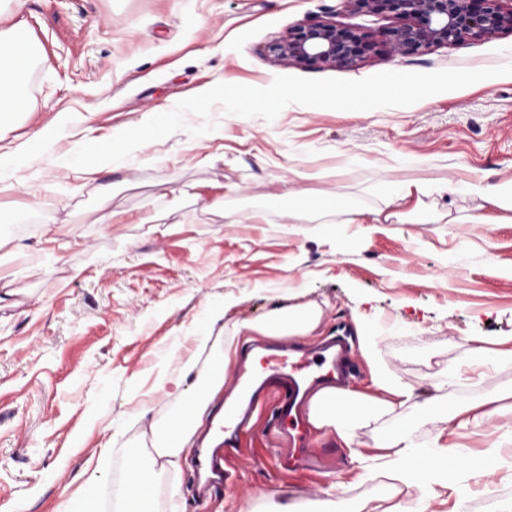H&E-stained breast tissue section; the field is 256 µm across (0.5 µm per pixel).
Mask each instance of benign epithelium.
Returning a JSON list of instances; mask_svg holds the SVG:
<instances>
[{
    "label": "benign epithelium",
    "instance_id": "1",
    "mask_svg": "<svg viewBox=\"0 0 512 512\" xmlns=\"http://www.w3.org/2000/svg\"><path fill=\"white\" fill-rule=\"evenodd\" d=\"M354 11L392 14L401 23L374 40L353 29L309 19L272 41L268 54L283 65L352 67L384 47L399 57L423 49L488 40L512 33V0H343Z\"/></svg>",
    "mask_w": 512,
    "mask_h": 512
}]
</instances>
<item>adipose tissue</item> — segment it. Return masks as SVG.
Masks as SVG:
<instances>
[{
  "instance_id": "obj_1",
  "label": "adipose tissue",
  "mask_w": 512,
  "mask_h": 512,
  "mask_svg": "<svg viewBox=\"0 0 512 512\" xmlns=\"http://www.w3.org/2000/svg\"><path fill=\"white\" fill-rule=\"evenodd\" d=\"M35 54L34 44L28 30L20 24L0 29V124L21 112L23 99L19 87L30 70ZM385 192L392 212L376 211L372 221L376 224H399L407 222L408 216L401 210L412 197L450 194H468L479 197L482 201L478 214L460 218L452 209H445L443 214L434 216V223L457 224L467 221L470 224H511L512 223V180L498 184H481L466 182L461 184H420L390 179L385 181ZM283 195L302 199V206L289 209L288 221L292 224L308 222L311 216L345 214L351 223H359L361 210L354 208L349 201L338 196H324L318 208H311V196L307 190L298 188L293 180L282 182ZM324 311L314 302L291 304L273 309L265 318L247 324L248 332L259 336L285 339L309 336L316 332L323 321ZM196 349L179 358L177 374L161 377L156 390L190 402L192 414L190 419H183L180 414H172L164 419H150L148 406H140L130 414L133 424H147L156 458H144L135 455L129 458L128 467L132 470L147 472L152 482L148 485H126L121 512H145L147 502L153 497L156 480L168 472L179 470L182 460L193 447L194 439L203 423V417L210 403L218 397L226 382V368L230 364L233 351L221 346L220 337L211 330H204L194 336ZM209 352L215 361L201 385L192 390H184L185 380L197 370L201 352ZM373 383L376 394H363L350 389L337 391L326 389L313 396L310 402L309 419L319 429L328 428L335 432L337 438L346 445L352 444L356 428L363 423L376 419L393 411L396 407L412 404L427 410L432 421L442 428L462 426L466 422L483 424L495 414L493 400H485L482 405L471 408H447L440 396L432 395L420 398L414 388L395 382L383 368L373 370ZM355 407L352 416L341 413V406ZM377 455L368 456L352 453L351 463L360 474L375 470L385 471L392 480L384 493L385 499L394 498L398 484H412V463L428 466L430 474L452 477L460 469L475 470L476 465L469 456L457 454L447 458L433 459L420 452L411 438L409 429L384 435L377 443Z\"/></svg>"
}]
</instances>
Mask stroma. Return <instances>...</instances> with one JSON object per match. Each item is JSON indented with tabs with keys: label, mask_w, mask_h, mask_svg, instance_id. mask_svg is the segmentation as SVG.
<instances>
[{
	"label": "stroma",
	"mask_w": 512,
	"mask_h": 512,
	"mask_svg": "<svg viewBox=\"0 0 512 512\" xmlns=\"http://www.w3.org/2000/svg\"><path fill=\"white\" fill-rule=\"evenodd\" d=\"M311 18L371 37L397 25L390 14L345 9L341 0H0V28L24 23L36 55L23 83L24 108L0 129L14 153L0 182V512H59L94 492L115 512L128 458L149 441L127 414L147 402L154 417L177 410L155 391L173 342L219 308L224 341L246 343L242 323L290 303L324 308L319 335L355 332L362 316L376 336L373 358L397 381L429 395L473 348L512 336V224H337L286 221L298 199L277 197L280 178L300 188L383 208L382 182L512 180V76L488 78L408 107L340 112L298 104L273 121L224 114L203 142L178 132L98 173L65 166L78 142L112 136L150 111L166 112L201 90L230 82L269 86L279 75L359 80L384 71L429 73L512 63V33L441 45L410 56L386 50L351 68L284 66L266 52ZM68 114L66 135L43 145L34 134ZM112 187V224L94 223ZM246 214L227 224L218 209ZM156 215L157 227L144 224ZM62 230V261L41 239ZM512 388V361L442 389L455 406ZM124 428L113 438V426ZM409 428L418 448L490 464L438 489L428 512L457 498L496 492L512 506V399L491 425L439 432L411 406L361 425L351 447L313 431L334 462L310 473L273 466L254 438L231 450L235 468L199 500L192 462L166 475L150 512H264L268 496L305 512L332 490L375 507L386 477H359L350 450L375 451L380 436Z\"/></svg>",
	"instance_id": "1"
}]
</instances>
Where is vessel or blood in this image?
<instances>
[{
	"instance_id": "1",
	"label": "vessel or blood",
	"mask_w": 512,
	"mask_h": 512,
	"mask_svg": "<svg viewBox=\"0 0 512 512\" xmlns=\"http://www.w3.org/2000/svg\"><path fill=\"white\" fill-rule=\"evenodd\" d=\"M353 375L349 345L340 335L333 336L312 355L289 347L277 350L259 347L252 353L242 352L231 378L241 395L225 405L224 419L219 426L224 440L206 449L196 460L197 472L205 476L200 492L223 482L225 447L231 446L268 404L273 407L278 455L299 467L315 468L318 461L308 442L302 394L328 384L349 383Z\"/></svg>"
}]
</instances>
